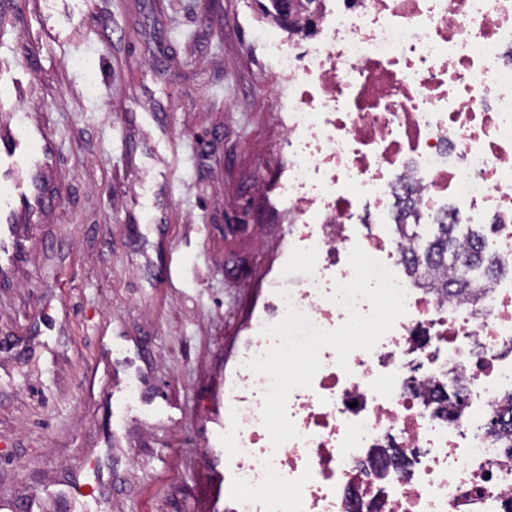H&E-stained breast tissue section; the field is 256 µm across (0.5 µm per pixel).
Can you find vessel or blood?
<instances>
[{"mask_svg":"<svg viewBox=\"0 0 512 512\" xmlns=\"http://www.w3.org/2000/svg\"><path fill=\"white\" fill-rule=\"evenodd\" d=\"M58 152L43 126L24 118L0 123V277L8 278L28 253L18 229L39 208Z\"/></svg>","mask_w":512,"mask_h":512,"instance_id":"b4317fda","label":"vessel or blood"}]
</instances>
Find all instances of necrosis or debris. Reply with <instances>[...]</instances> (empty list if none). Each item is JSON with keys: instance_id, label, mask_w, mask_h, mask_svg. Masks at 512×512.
I'll use <instances>...</instances> for the list:
<instances>
[{"instance_id": "1", "label": "necrosis or debris", "mask_w": 512, "mask_h": 512, "mask_svg": "<svg viewBox=\"0 0 512 512\" xmlns=\"http://www.w3.org/2000/svg\"><path fill=\"white\" fill-rule=\"evenodd\" d=\"M266 46L295 95L280 194L295 218L269 281L325 330L361 247L404 287L406 313L340 367L320 352L286 404L298 438L272 447L270 380L248 363L271 344L266 315L229 376L224 469L233 512H512V275L463 294L417 285L403 224H479L512 258V0H324L315 42Z\"/></svg>"}]
</instances>
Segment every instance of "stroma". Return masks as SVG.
Instances as JSON below:
<instances>
[{
  "label": "stroma",
  "mask_w": 512,
  "mask_h": 512,
  "mask_svg": "<svg viewBox=\"0 0 512 512\" xmlns=\"http://www.w3.org/2000/svg\"><path fill=\"white\" fill-rule=\"evenodd\" d=\"M267 3L0 0L9 109L59 154L0 288V495L87 475L108 446L111 512L208 506L224 378L291 225Z\"/></svg>",
  "instance_id": "35a3bbf8"
}]
</instances>
